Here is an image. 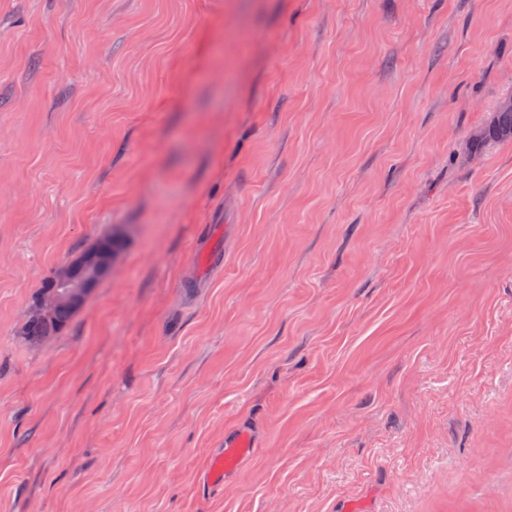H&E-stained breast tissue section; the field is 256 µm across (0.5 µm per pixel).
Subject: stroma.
Segmentation results:
<instances>
[{"label":"stroma","mask_w":512,"mask_h":512,"mask_svg":"<svg viewBox=\"0 0 512 512\" xmlns=\"http://www.w3.org/2000/svg\"><path fill=\"white\" fill-rule=\"evenodd\" d=\"M510 94L512 0H0V512H512ZM120 252V244L96 246L73 260L59 264L48 279L45 292L29 305L27 316L47 321L59 309L52 320L32 322L24 327L26 341L35 345L59 334L73 317L74 312L69 308L77 309L83 304L99 280L112 270ZM254 446L251 433L246 429L238 428L224 434V446L218 448L211 456L203 481L208 486H221L225 473L234 469L239 459Z\"/></svg>","instance_id":"stroma-1"}]
</instances>
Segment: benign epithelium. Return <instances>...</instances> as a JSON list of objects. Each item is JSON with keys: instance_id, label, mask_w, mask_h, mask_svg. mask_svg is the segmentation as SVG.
<instances>
[{"instance_id": "7a95c632", "label": "benign epithelium", "mask_w": 512, "mask_h": 512, "mask_svg": "<svg viewBox=\"0 0 512 512\" xmlns=\"http://www.w3.org/2000/svg\"><path fill=\"white\" fill-rule=\"evenodd\" d=\"M118 246H96L81 256L59 264L45 292L31 302L27 316L47 321L60 307L79 308L120 256Z\"/></svg>"}]
</instances>
